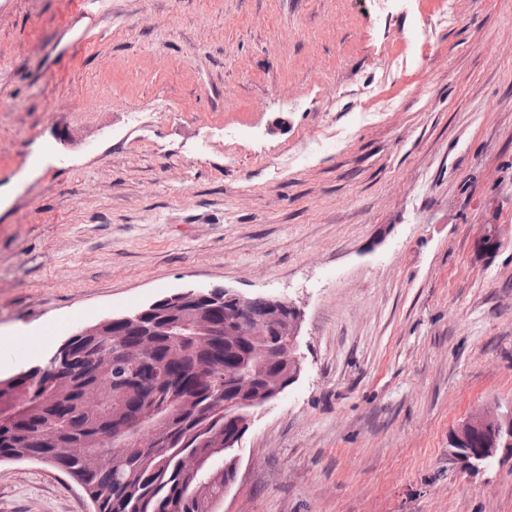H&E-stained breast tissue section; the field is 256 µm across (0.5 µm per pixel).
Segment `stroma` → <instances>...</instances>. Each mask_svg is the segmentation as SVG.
<instances>
[{
  "label": "stroma",
  "instance_id": "1",
  "mask_svg": "<svg viewBox=\"0 0 512 512\" xmlns=\"http://www.w3.org/2000/svg\"><path fill=\"white\" fill-rule=\"evenodd\" d=\"M224 287L302 321L221 512H512L449 454L512 410V0H0V376Z\"/></svg>",
  "mask_w": 512,
  "mask_h": 512
}]
</instances>
